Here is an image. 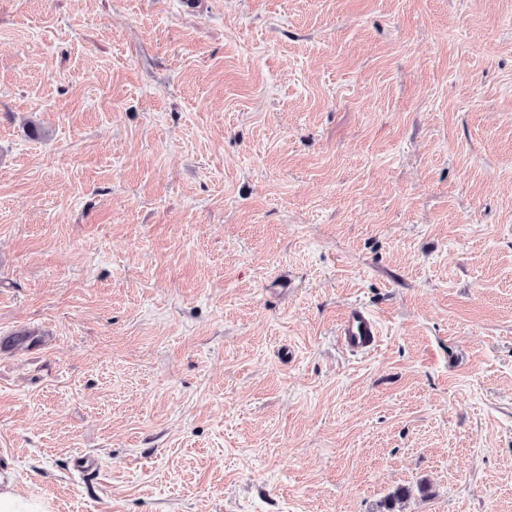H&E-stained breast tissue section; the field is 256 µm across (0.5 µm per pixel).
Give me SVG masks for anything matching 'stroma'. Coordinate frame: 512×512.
<instances>
[{
  "mask_svg": "<svg viewBox=\"0 0 512 512\" xmlns=\"http://www.w3.org/2000/svg\"><path fill=\"white\" fill-rule=\"evenodd\" d=\"M29 329L0 468L53 512H512V0H0ZM379 323L373 312L363 306H349L338 324L341 344L352 352H366L377 343Z\"/></svg>",
  "mask_w": 512,
  "mask_h": 512,
  "instance_id": "obj_1",
  "label": "stroma"
}]
</instances>
